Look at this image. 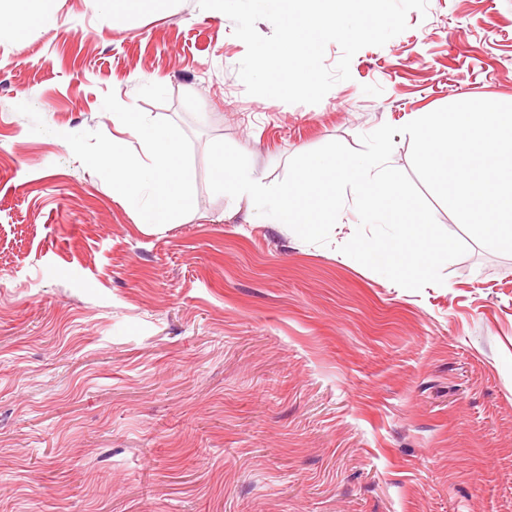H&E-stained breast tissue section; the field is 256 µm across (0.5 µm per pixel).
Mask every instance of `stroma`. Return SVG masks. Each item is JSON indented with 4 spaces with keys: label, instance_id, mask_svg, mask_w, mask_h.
<instances>
[{
    "label": "stroma",
    "instance_id": "stroma-1",
    "mask_svg": "<svg viewBox=\"0 0 512 512\" xmlns=\"http://www.w3.org/2000/svg\"><path fill=\"white\" fill-rule=\"evenodd\" d=\"M51 10L0 32V512H512V255L470 242L410 291L340 252L355 209L307 243L207 162L226 141L270 185L512 100V0H429L316 105L247 94L245 44L197 0ZM109 92L189 136L181 223H142L61 139L112 135Z\"/></svg>",
    "mask_w": 512,
    "mask_h": 512
}]
</instances>
